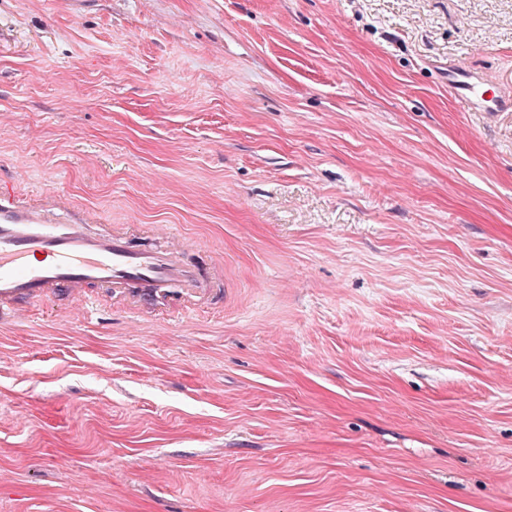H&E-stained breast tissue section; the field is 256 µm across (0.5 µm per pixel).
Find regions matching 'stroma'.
<instances>
[{
	"mask_svg": "<svg viewBox=\"0 0 512 512\" xmlns=\"http://www.w3.org/2000/svg\"><path fill=\"white\" fill-rule=\"evenodd\" d=\"M512 0H0V183L214 285L0 325V512H512ZM448 86L470 106L476 104L489 111H499L506 106L496 95L491 83L486 82L483 78L478 80L469 75L450 72L448 73Z\"/></svg>",
	"mask_w": 512,
	"mask_h": 512,
	"instance_id": "stroma-1",
	"label": "stroma"
}]
</instances>
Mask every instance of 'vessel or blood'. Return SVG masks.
<instances>
[{
	"label": "vessel or blood",
	"instance_id": "b4317fda",
	"mask_svg": "<svg viewBox=\"0 0 512 512\" xmlns=\"http://www.w3.org/2000/svg\"><path fill=\"white\" fill-rule=\"evenodd\" d=\"M448 85L469 104L489 111L504 107L485 80L452 72ZM188 254L180 242L167 248L137 244L111 225L94 230L65 212L46 218L42 208L0 186V317L19 316L25 305L60 288L75 299L90 288L118 290L146 308L163 295L212 287Z\"/></svg>",
	"mask_w": 512,
	"mask_h": 512
}]
</instances>
